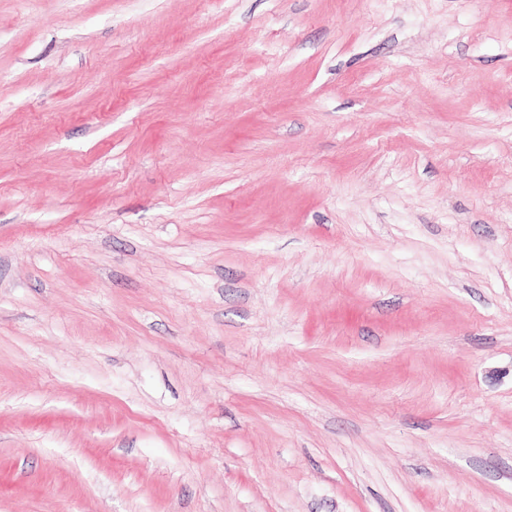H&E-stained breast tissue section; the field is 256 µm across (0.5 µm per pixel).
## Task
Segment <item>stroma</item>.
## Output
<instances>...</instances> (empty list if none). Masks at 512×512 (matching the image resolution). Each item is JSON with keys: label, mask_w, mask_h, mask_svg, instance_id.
<instances>
[{"label": "stroma", "mask_w": 512, "mask_h": 512, "mask_svg": "<svg viewBox=\"0 0 512 512\" xmlns=\"http://www.w3.org/2000/svg\"><path fill=\"white\" fill-rule=\"evenodd\" d=\"M0 512H512V0H0Z\"/></svg>", "instance_id": "obj_1"}]
</instances>
